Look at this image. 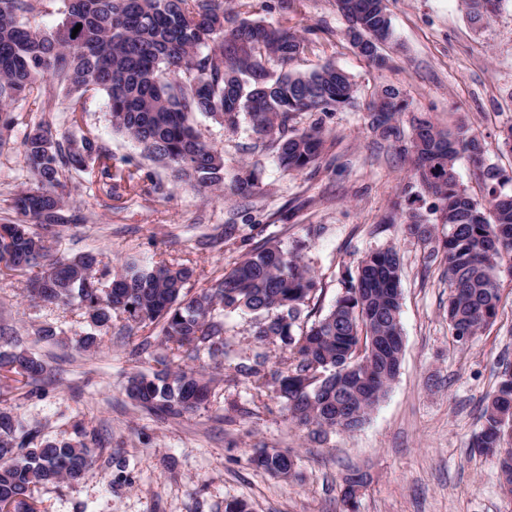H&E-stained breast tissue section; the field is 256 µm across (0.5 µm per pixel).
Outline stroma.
I'll use <instances>...</instances> for the list:
<instances>
[{"mask_svg": "<svg viewBox=\"0 0 512 512\" xmlns=\"http://www.w3.org/2000/svg\"><path fill=\"white\" fill-rule=\"evenodd\" d=\"M240 2L224 0V8L303 37L291 69L309 72L329 63L350 76L351 106L329 118L308 112L296 123L300 129L322 125L325 152L287 175L246 127L230 132L200 116L198 129L223 148L227 169H252L260 184L249 197L198 191L113 132L102 96L90 97L88 129L114 158L139 165L155 190L110 199L89 190L93 173L66 172L63 192L81 221L61 227L52 253L93 250L115 271L132 256L186 264L198 271L185 286L194 297L271 238L298 248L319 281L314 302L324 314L362 256L394 247L402 264L400 371L360 428L318 436L292 423L273 393L256 394L237 376L241 359L262 351L276 362L286 352L277 342L257 343L250 316L234 313L225 318L229 354L215 371L209 405L172 419L141 408L124 391L129 375L152 364L139 349L143 330L108 333L99 349L83 351L84 320L30 301L23 277L2 274L0 352L29 350L55 371L52 381L18 391L9 408L41 437L69 438L80 426L97 443L79 482L39 490L44 512H224L233 500L247 502L251 512H339L343 479L354 470L368 477L357 512H512L495 460L471 448L486 398L503 363L512 362V275H499L496 322L458 346L448 329L439 251L448 227L435 225L425 242L405 222L409 212L433 218L436 204L412 174L409 137L418 118L443 129L469 126L486 161L509 176L505 190L512 193V154L501 147V131L512 125V0L480 29L467 20L462 0H385L394 38L384 69L350 45L335 0H287L283 9L277 0H248L245 9ZM387 84L399 87L409 106L397 117L400 138L384 140L372 129L366 105ZM20 141L16 135L0 147V224L15 220L12 198L29 184ZM228 224L234 227L229 237ZM48 323L64 330V344L41 339L38 330ZM258 448L295 456L297 477L285 481L255 467L250 458Z\"/></svg>", "mask_w": 512, "mask_h": 512, "instance_id": "stroma-1", "label": "stroma"}]
</instances>
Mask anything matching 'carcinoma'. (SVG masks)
Instances as JSON below:
<instances>
[{
    "instance_id": "obj_1",
    "label": "carcinoma",
    "mask_w": 512,
    "mask_h": 512,
    "mask_svg": "<svg viewBox=\"0 0 512 512\" xmlns=\"http://www.w3.org/2000/svg\"><path fill=\"white\" fill-rule=\"evenodd\" d=\"M505 0H465L469 19L483 23ZM61 24L44 30L32 19L49 7ZM348 23L375 50L370 62L386 63L384 46L393 36L383 0H336ZM82 25L72 34L76 25ZM290 29L252 21L224 11V0H0V147L4 137L23 132L21 145L32 186L15 194L18 219L0 224V263L28 276L31 296L50 305L73 308L89 326L79 340L85 351L99 348L101 331L112 328L113 315H125L124 327L160 328L163 352L158 369L128 377L125 392L139 406L178 418L205 407L215 378L190 363L204 353L224 363V313L253 316L256 340L281 341L289 356L265 369L257 354L237 372L254 389L271 388L300 426L328 434L352 432L395 380L401 341L384 347L386 336H402L401 263L387 248L366 254L347 273L345 292L323 316L306 325L318 281L298 253L270 240L234 263L210 289L189 300L184 286L194 269L164 259L152 264L130 261L112 273L96 252L72 258L51 254L59 227L81 217L65 215L59 189L67 171L97 173L98 188L121 196L140 188L139 168L112 152L85 129L86 99L101 94L112 130L135 141L151 160L198 191L221 189L226 175L223 149L206 142L194 125L198 114L226 129L248 120L262 146L272 149L285 173L301 172L322 154L321 128L297 129L293 121L307 112L331 115L352 104L354 84L342 70L324 65L310 72L286 66L301 52ZM283 66L280 71L272 63ZM57 83L65 98L67 132L53 133L46 122L12 105L26 101L43 83ZM393 100H373L372 128L384 139L401 136L396 115L404 108L402 92L391 86ZM414 177L438 202L440 224L448 225L443 252L448 278V327L455 342L490 327L501 295L498 272L509 261L512 273V194L502 170L488 164L482 141L465 124L453 130L417 119L411 135ZM472 160L485 187L477 201L457 179L461 156ZM259 176L242 170L228 189L251 194ZM412 234L432 236L428 220L411 213ZM43 359L27 350L0 354V390L51 379ZM482 429L473 442L480 455L495 458L503 492L512 495V363L482 413ZM7 408H0V512H38L35 492L49 485L80 481L92 463L88 435L45 439ZM256 467L284 479L296 473L294 459L275 448H261L251 458ZM364 485L361 474L345 479L341 504L357 507Z\"/></svg>"
}]
</instances>
